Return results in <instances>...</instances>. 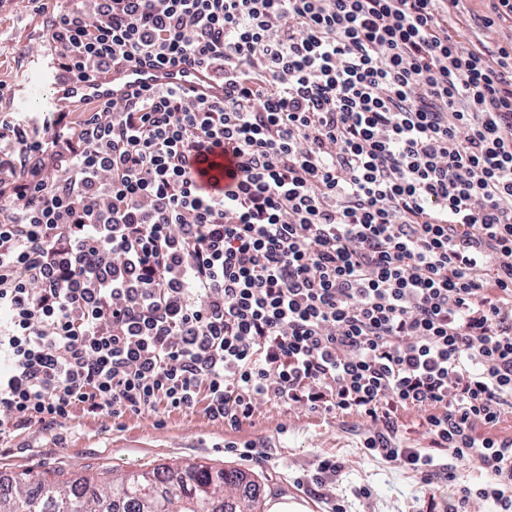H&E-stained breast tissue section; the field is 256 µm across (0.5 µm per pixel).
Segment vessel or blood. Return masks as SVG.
Wrapping results in <instances>:
<instances>
[{
    "label": "vessel or blood",
    "mask_w": 512,
    "mask_h": 512,
    "mask_svg": "<svg viewBox=\"0 0 512 512\" xmlns=\"http://www.w3.org/2000/svg\"><path fill=\"white\" fill-rule=\"evenodd\" d=\"M30 75L25 82L13 86L9 96L0 100L4 112H24L30 101H37L44 112H60L70 100L93 97L101 101L115 100L142 88L180 87L193 97L220 100L224 97V84L216 80L209 70L179 64L158 66L144 63L136 66L118 65L111 73L87 81L65 78L57 70L50 50L39 51L30 57ZM234 160L214 157L212 163L199 166L196 178L209 185L222 178L224 171L234 169Z\"/></svg>",
    "instance_id": "vessel-or-blood-1"
}]
</instances>
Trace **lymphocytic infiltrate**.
I'll return each instance as SVG.
<instances>
[{
	"mask_svg": "<svg viewBox=\"0 0 512 512\" xmlns=\"http://www.w3.org/2000/svg\"><path fill=\"white\" fill-rule=\"evenodd\" d=\"M22 2L72 79L190 61L224 98L0 117V441L286 403L362 419L447 512H512V48L470 47L460 0ZM212 163L215 165H211L208 163L202 164L198 166V170L196 171V178L199 182L209 185L216 181V178L219 179L220 187L224 186V183L229 181L227 176V172L235 168V160L223 158L222 156H217L211 159ZM223 166H224V179H223ZM419 422V418H417L415 415L405 414L399 422V424H401V437L405 439L407 443L417 447H430V440L423 433V428L418 425Z\"/></svg>",
	"mask_w": 512,
	"mask_h": 512,
	"instance_id": "lymphocytic-infiltrate-1",
	"label": "lymphocytic infiltrate"
}]
</instances>
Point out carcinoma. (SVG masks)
I'll list each match as a JSON object with an SVG mask.
<instances>
[{
  "instance_id": "obj_1",
  "label": "carcinoma",
  "mask_w": 512,
  "mask_h": 512,
  "mask_svg": "<svg viewBox=\"0 0 512 512\" xmlns=\"http://www.w3.org/2000/svg\"><path fill=\"white\" fill-rule=\"evenodd\" d=\"M240 472L188 463L78 481L49 472H22L0 483V512H262L260 490L232 496Z\"/></svg>"
}]
</instances>
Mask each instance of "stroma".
<instances>
[{
	"mask_svg": "<svg viewBox=\"0 0 512 512\" xmlns=\"http://www.w3.org/2000/svg\"><path fill=\"white\" fill-rule=\"evenodd\" d=\"M483 0H461L458 28L473 45L512 42V28L479 26ZM47 25L45 16L19 10L13 0L0 6V81L14 85ZM362 422L303 414L284 404L262 403L250 420L231 428L209 420L202 410L128 413L122 418L75 411L50 425L12 430L0 442V478L31 471L60 472L70 478L95 473L150 470L184 462L234 468L260 487L264 499L288 497L302 512H326L341 501L345 512H442L443 484L425 486L418 475L369 455L362 446ZM255 446L256 457L243 453ZM336 460L341 470L317 486L318 458Z\"/></svg>",
	"mask_w": 512,
	"mask_h": 512,
	"instance_id": "obj_1",
	"label": "stroma"
}]
</instances>
